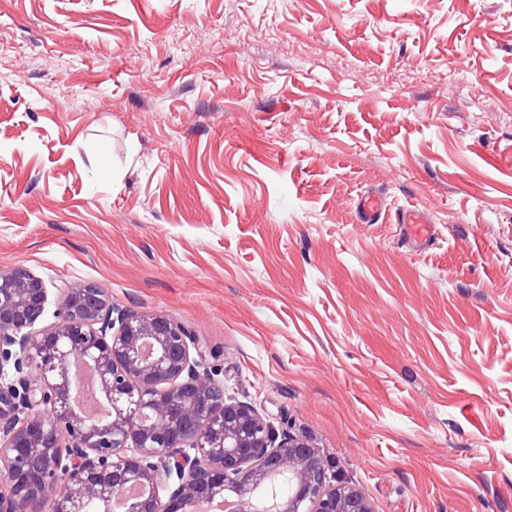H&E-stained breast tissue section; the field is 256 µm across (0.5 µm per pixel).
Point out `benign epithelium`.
<instances>
[{"instance_id": "1", "label": "benign epithelium", "mask_w": 512, "mask_h": 512, "mask_svg": "<svg viewBox=\"0 0 512 512\" xmlns=\"http://www.w3.org/2000/svg\"><path fill=\"white\" fill-rule=\"evenodd\" d=\"M55 305L54 321L44 320ZM97 372L112 418L71 413L69 364ZM214 355L161 313L119 308L94 284L50 288L23 266L0 269V512H110L147 484L135 512L256 491L276 474L291 488L275 512H374L365 492L328 477L320 452L278 434L250 404L224 394Z\"/></svg>"}]
</instances>
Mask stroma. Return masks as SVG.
<instances>
[{"instance_id": "stroma-1", "label": "stroma", "mask_w": 512, "mask_h": 512, "mask_svg": "<svg viewBox=\"0 0 512 512\" xmlns=\"http://www.w3.org/2000/svg\"><path fill=\"white\" fill-rule=\"evenodd\" d=\"M14 265L185 326L375 512H512V0H0ZM359 222L362 224H378L385 215L387 208L382 196L367 194L359 201ZM395 224H405L406 237L416 246H423L433 236L434 231L426 215L414 208H404L395 213Z\"/></svg>"}]
</instances>
